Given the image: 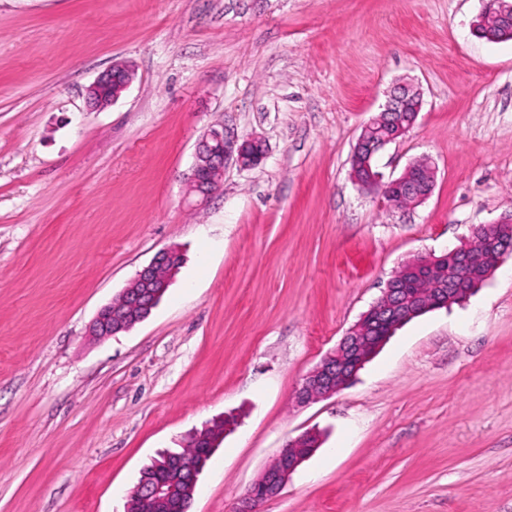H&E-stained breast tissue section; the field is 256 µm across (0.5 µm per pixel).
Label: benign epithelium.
Segmentation results:
<instances>
[{
  "instance_id": "obj_1",
  "label": "benign epithelium",
  "mask_w": 512,
  "mask_h": 512,
  "mask_svg": "<svg viewBox=\"0 0 512 512\" xmlns=\"http://www.w3.org/2000/svg\"><path fill=\"white\" fill-rule=\"evenodd\" d=\"M490 13L503 20L512 18V0H485V8L473 21L472 31L485 25ZM134 78V71L126 64H112L87 88L89 105L97 111L106 109L130 87ZM421 107L422 97L417 88L407 83L394 85L382 111L364 125L358 138L359 148L352 155L353 180L361 189L377 196L390 207L395 204V200L391 199L393 189L400 191V198L407 197L413 200V204L419 205L431 195L434 188L433 179L420 185L410 182L409 167L399 178L386 182L374 165L379 151L398 141L414 126ZM397 112H410L412 116L398 125L394 133L378 135V128L391 124ZM265 157L266 149L261 140H241L224 126L212 127L197 144L186 194L203 204L223 186L228 165L234 163L241 168H254ZM458 252L459 248L455 247L439 257L418 258L396 270L381 296L348 330L336 350L325 356L305 376L295 392L297 403L308 404L331 397L344 389L386 340V337L378 335L384 326L391 323L399 326L415 315L448 306L481 268L492 266L485 274V277H490L494 269L512 254V247L505 244L498 248L492 261L483 253H468L460 257ZM177 257L178 252L172 247L160 250L134 278L142 287H127L121 292L119 302L103 306L89 326V335L97 340L106 339L127 332L144 321L167 287ZM414 276L436 285L433 295L427 297L410 288ZM304 439L305 436L301 435L288 441L261 478L237 499L230 512H261L263 503L278 496L289 476L313 453V449L303 447ZM129 495L137 498L139 508L144 512L181 510L175 489L161 479L138 485L132 488Z\"/></svg>"
}]
</instances>
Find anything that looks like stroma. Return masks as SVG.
Here are the masks:
<instances>
[{"label":"stroma","mask_w":512,"mask_h":512,"mask_svg":"<svg viewBox=\"0 0 512 512\" xmlns=\"http://www.w3.org/2000/svg\"><path fill=\"white\" fill-rule=\"evenodd\" d=\"M481 0H0V512H124L142 468L235 425L189 512H228L286 441L320 448L263 512H512V256L406 323L335 395L294 394L408 260L512 212V40ZM111 106L86 90L113 63ZM423 104L375 158H429L421 205L351 177L399 80ZM228 124L267 155L185 198ZM182 267L151 316L88 328L155 254ZM134 71L124 63H114L103 71L87 88V99L92 109L101 111L115 103L134 81ZM110 86L109 96L101 94V88Z\"/></svg>","instance_id":"1"}]
</instances>
